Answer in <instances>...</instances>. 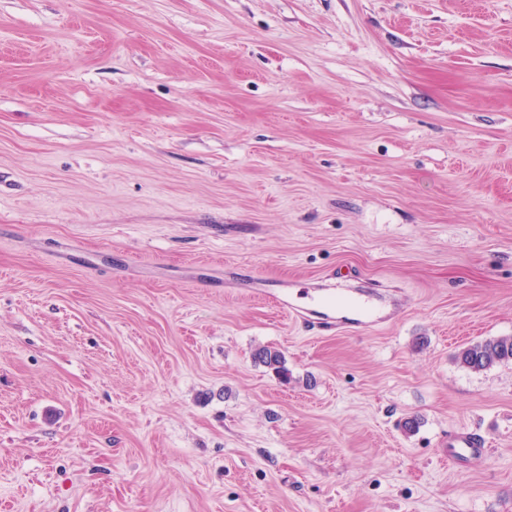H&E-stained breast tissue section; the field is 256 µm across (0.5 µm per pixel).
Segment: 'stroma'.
Wrapping results in <instances>:
<instances>
[{"label": "stroma", "instance_id": "stroma-1", "mask_svg": "<svg viewBox=\"0 0 512 512\" xmlns=\"http://www.w3.org/2000/svg\"><path fill=\"white\" fill-rule=\"evenodd\" d=\"M353 277L401 316L273 299ZM497 336L512 0H0L5 512H512ZM345 291L358 307L356 318L351 322L336 320V290L333 288H322L311 294L306 306L298 305L289 291L277 297L275 302L281 311L296 320L318 326H345L352 331L391 322L401 307L399 298L387 291L365 287L346 288ZM455 361L472 372H481L512 361V336L491 337L461 347ZM482 438L475 433H463L448 441V458L453 461H465L481 456Z\"/></svg>", "mask_w": 512, "mask_h": 512}]
</instances>
